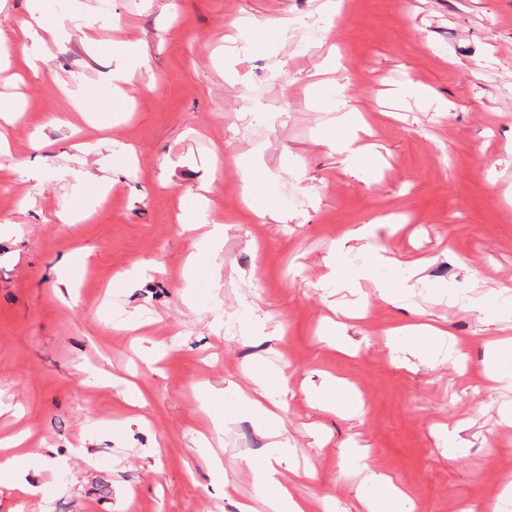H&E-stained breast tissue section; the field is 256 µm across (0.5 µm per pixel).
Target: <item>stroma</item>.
Instances as JSON below:
<instances>
[{"label": "stroma", "instance_id": "1", "mask_svg": "<svg viewBox=\"0 0 512 512\" xmlns=\"http://www.w3.org/2000/svg\"><path fill=\"white\" fill-rule=\"evenodd\" d=\"M324 0H42L45 21L77 5L99 10L93 49L81 30L49 47L46 78L24 79L21 52L0 70V98L20 108L0 119V438L23 431L36 455L26 479L46 497L0 482V512H234L197 453L200 430L223 419L221 456L241 494L257 487L246 458L267 444L242 414L235 389L244 368L268 358L282 369L280 412L304 472L294 493L313 512H366L358 478L341 484L351 451L407 492L414 512H458L495 499L512 475V426L498 408L512 391L484 379L486 342L512 337V0H342L323 38ZM291 22L281 30L278 19ZM264 24L262 48L229 43L237 21ZM136 42L144 60L129 100L118 103L101 74ZM418 84L450 101L436 112L403 90ZM80 89L90 122H61L64 87ZM371 129L372 157L356 167L327 132L358 119ZM222 174L214 176V156ZM252 191L288 215L258 219L242 200L241 162ZM31 164L42 181L6 170ZM87 184H118L92 219L58 223L80 205L74 172ZM213 178L212 216L224 226L216 256L185 286L194 234L177 221L199 183ZM367 239L333 253L358 226ZM87 256L82 276L62 286L69 255ZM376 252L418 264L422 278L403 306L373 281L321 287ZM151 260L163 273L127 282ZM439 288L466 295L435 299ZM281 335L240 340L243 307ZM339 323V344L325 327ZM447 329L463 359L415 357L399 327ZM109 366L112 383L86 386ZM344 379L351 410L313 407ZM149 406L131 416L125 382ZM218 391L206 400L204 389ZM447 424L453 446L432 430ZM136 498L124 505L121 490Z\"/></svg>", "mask_w": 512, "mask_h": 512}]
</instances>
